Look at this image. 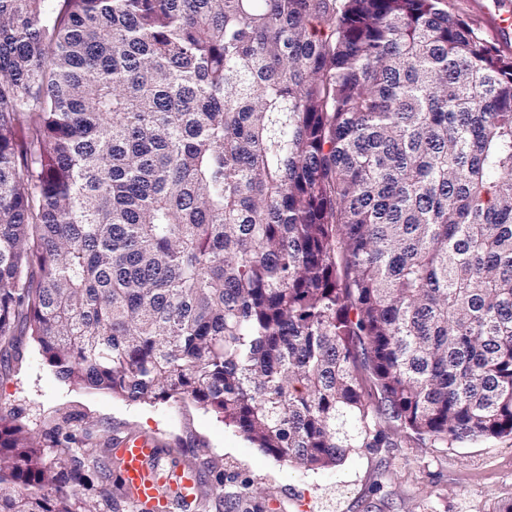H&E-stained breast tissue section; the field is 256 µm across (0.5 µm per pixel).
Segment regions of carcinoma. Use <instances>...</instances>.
Returning a JSON list of instances; mask_svg holds the SVG:
<instances>
[{
  "mask_svg": "<svg viewBox=\"0 0 512 512\" xmlns=\"http://www.w3.org/2000/svg\"><path fill=\"white\" fill-rule=\"evenodd\" d=\"M440 3L0 0V351L306 471L512 435V56ZM80 422L0 512H115Z\"/></svg>",
  "mask_w": 512,
  "mask_h": 512,
  "instance_id": "1",
  "label": "carcinoma"
}]
</instances>
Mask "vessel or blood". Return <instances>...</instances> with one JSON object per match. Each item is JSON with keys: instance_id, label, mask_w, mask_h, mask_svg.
I'll return each mask as SVG.
<instances>
[{"instance_id": "1", "label": "vessel or blood", "mask_w": 512, "mask_h": 512, "mask_svg": "<svg viewBox=\"0 0 512 512\" xmlns=\"http://www.w3.org/2000/svg\"><path fill=\"white\" fill-rule=\"evenodd\" d=\"M120 476L131 496L148 512H171L174 505L192 503L199 495L200 476L192 469H165L153 438L130 436L114 444Z\"/></svg>"}]
</instances>
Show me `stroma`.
Wrapping results in <instances>:
<instances>
[{
    "label": "stroma",
    "instance_id": "35a3bbf8",
    "mask_svg": "<svg viewBox=\"0 0 512 512\" xmlns=\"http://www.w3.org/2000/svg\"><path fill=\"white\" fill-rule=\"evenodd\" d=\"M441 6L512 55V27L497 24L512 15V0H442ZM19 350L0 364V417L16 419L40 441L60 415L81 416L96 479L101 468L119 471L111 440L154 436L166 465L200 471V496L187 512H495L512 502V435L453 447L411 442L365 449L333 470L305 471L264 454L192 400L132 403L58 378L30 334L21 336ZM217 466L224 471L220 485L212 476ZM245 480L251 493L241 490Z\"/></svg>",
    "mask_w": 512,
    "mask_h": 512
}]
</instances>
